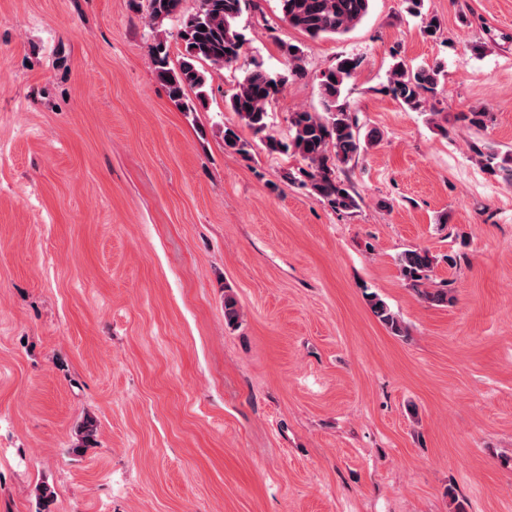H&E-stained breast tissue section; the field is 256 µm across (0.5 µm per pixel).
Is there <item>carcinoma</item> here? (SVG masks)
<instances>
[{
    "label": "carcinoma",
    "mask_w": 512,
    "mask_h": 512,
    "mask_svg": "<svg viewBox=\"0 0 512 512\" xmlns=\"http://www.w3.org/2000/svg\"><path fill=\"white\" fill-rule=\"evenodd\" d=\"M150 23L160 26L166 19L180 16L177 36L184 44L178 66L170 63L167 32L159 31L149 56L168 96L180 108L193 112L195 103H205L206 88L213 75L237 65L244 45V35L236 25L243 10L252 0H198L195 12L180 15L182 0H147ZM371 0H280L281 11L288 24L312 38L345 35L366 17ZM291 74L303 72V54L292 44L281 45ZM362 58L344 56L322 72L319 95L322 111L297 110L290 113L291 138L279 140L267 134L268 108L282 92L283 76H273L256 65L238 81L229 98V107L254 134L262 136L268 153L291 151L301 156L306 166L288 174V180L308 189L320 201L338 212H352L358 201L351 187L338 175L340 166L350 163L376 142V134L361 133L357 119L344 97L346 84L354 78ZM441 65L411 67L398 57L390 72L393 96L413 111L435 112V90ZM196 91V101L186 92ZM224 148L242 157L250 155L251 143L242 139L236 129L224 128ZM476 155L492 174L512 184V154L502 155L492 147L475 149ZM436 262L427 249H408L398 256L401 274L412 289L427 303L448 304L454 296L448 285L426 287ZM373 315L393 335L406 336V328L388 305L375 295L368 298ZM239 318L237 300L232 292L224 294V320L233 325ZM96 427L86 421L77 429V445L73 452L82 453L95 441Z\"/></svg>",
    "instance_id": "carcinoma-1"
}]
</instances>
